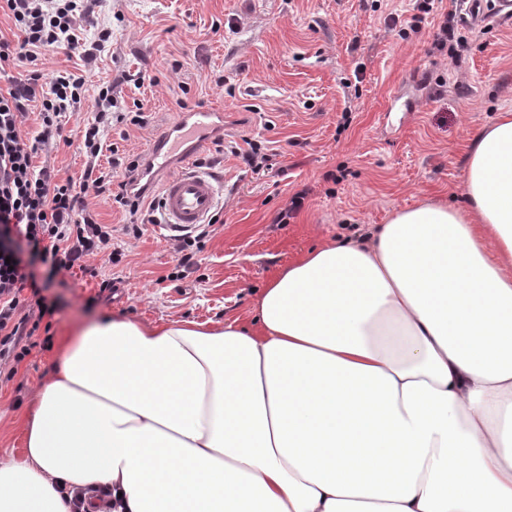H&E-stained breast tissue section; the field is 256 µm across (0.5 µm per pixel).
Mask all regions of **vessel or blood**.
<instances>
[{
    "label": "vessel or blood",
    "instance_id": "1",
    "mask_svg": "<svg viewBox=\"0 0 512 512\" xmlns=\"http://www.w3.org/2000/svg\"><path fill=\"white\" fill-rule=\"evenodd\" d=\"M470 21L512 18V0H460ZM224 113L215 108L183 114L150 142L140 167L146 185L161 190L162 229L175 232L206 223L217 203L213 178L193 169V152L208 145L211 134L223 131Z\"/></svg>",
    "mask_w": 512,
    "mask_h": 512
}]
</instances>
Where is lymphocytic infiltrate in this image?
<instances>
[{"label": "lymphocytic infiltrate", "instance_id": "lymphocytic-infiltrate-1", "mask_svg": "<svg viewBox=\"0 0 512 512\" xmlns=\"http://www.w3.org/2000/svg\"><path fill=\"white\" fill-rule=\"evenodd\" d=\"M25 33L19 47L0 39V64L19 59L35 62L40 52L60 47L80 50L85 62L96 58L111 33L101 30L88 49H80L72 32L86 18L85 0H0ZM40 71H31L27 80L0 93V364L21 362L33 349H48L50 338L39 335L44 317L53 316L54 304L41 293L28 272L22 250L37 257L50 275L81 266L83 273L96 275V267L84 264V257L107 254L117 262L112 250L116 235L140 236L137 224L112 226L98 223L86 204L88 193L112 192L113 200L129 214H137L141 196L129 191L126 182H113L111 174L100 171L102 137L116 123L144 126L142 113L114 111L111 83L100 86L98 112L92 124L81 130L77 147L87 158V175L82 182L59 180L54 168L38 167L35 154L51 151L62 138V119L81 103L84 83L68 75L56 77L49 92L39 93ZM40 103L41 129L34 137L22 135L28 118V104Z\"/></svg>", "mask_w": 512, "mask_h": 512}]
</instances>
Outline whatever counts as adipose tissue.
I'll use <instances>...</instances> for the list:
<instances>
[{"label": "adipose tissue", "mask_w": 512, "mask_h": 512, "mask_svg": "<svg viewBox=\"0 0 512 512\" xmlns=\"http://www.w3.org/2000/svg\"><path fill=\"white\" fill-rule=\"evenodd\" d=\"M464 207L395 211L305 252L255 325L74 329L38 388L0 512H512V113Z\"/></svg>", "instance_id": "ef3b65f1"}]
</instances>
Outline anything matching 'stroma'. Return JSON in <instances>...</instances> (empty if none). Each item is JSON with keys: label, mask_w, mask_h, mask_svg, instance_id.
<instances>
[{"label": "stroma", "mask_w": 512, "mask_h": 512, "mask_svg": "<svg viewBox=\"0 0 512 512\" xmlns=\"http://www.w3.org/2000/svg\"><path fill=\"white\" fill-rule=\"evenodd\" d=\"M413 0H99L76 28L91 42L112 36L95 61L60 48L38 63L50 85L82 77L80 108L65 131L91 122L99 85L115 81L120 112H144V127L105 134L99 160L143 156L151 140L183 110L224 111L222 147L200 152L204 172L222 189L218 221L175 277L172 237L148 224L122 236L118 263L92 260L91 278L72 269L49 276L29 261L43 294L54 301V346L33 349L0 377V460L24 449L22 415L38 383L59 362L58 346L76 325L115 314L144 323L236 319L248 322L259 288L309 248L386 223L423 200L460 206L466 160L478 131L512 113V21L471 26L454 12L469 44L461 65L431 49L438 19L414 24ZM146 74L143 83L121 74ZM267 146L264 174L243 160L250 143ZM36 166L81 182L86 159L76 147L41 152ZM305 198L292 208L297 193ZM117 278L112 297L90 304L101 278Z\"/></svg>", "instance_id": "1"}]
</instances>
